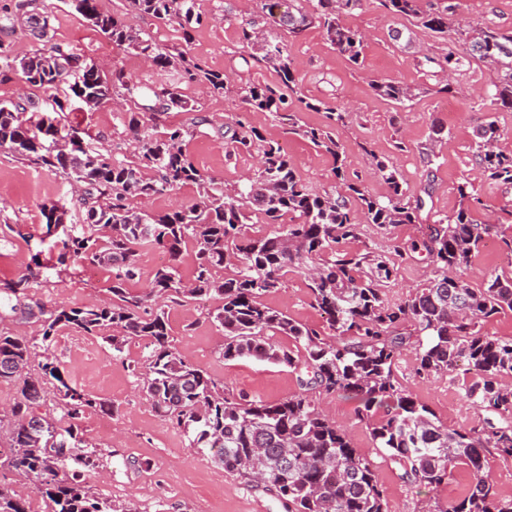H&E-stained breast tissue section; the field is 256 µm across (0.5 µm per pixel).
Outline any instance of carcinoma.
<instances>
[{
	"label": "carcinoma",
	"mask_w": 512,
	"mask_h": 512,
	"mask_svg": "<svg viewBox=\"0 0 512 512\" xmlns=\"http://www.w3.org/2000/svg\"><path fill=\"white\" fill-rule=\"evenodd\" d=\"M38 0H14L0 6V32L18 21L48 34L50 15ZM129 11L160 23H175L184 41L204 22L196 0H127ZM363 0H288L287 11L275 23L280 32L243 29L242 39L256 53L249 60L273 67L278 84L248 86L241 99L248 112H267L334 158L335 176L344 192L314 194L301 182L282 147L266 140L261 131L237 124L242 134L234 142L258 147L261 165L254 177L237 190L204 175L185 150V130L171 126L157 130L158 115L171 110L195 112L188 87L224 93L226 77L203 68L185 50H163L148 34L130 26L119 15H104L96 0H78L70 8L114 43L127 44L155 65L171 68L177 82L165 86L142 84L121 69L103 72L72 46L52 43L22 57L11 56L0 42V66L21 73L30 90L50 93L54 112H72L74 104L99 108L114 97L134 105L128 131L137 144L134 158L117 160L85 142L75 128L53 124L39 115L45 101L30 93L0 103V148L36 165L55 170L82 186L81 233L71 235L65 248L74 261H88L111 270L112 298L79 307L47 310L41 305L18 309L25 319L42 323L41 343L24 336L0 334V382L16 386L11 407L8 464L35 482L50 512H117L111 502L95 496L74 474L66 476L67 462L87 466L101 450L83 439L78 420L88 411L115 413L112 404L85 393L60 365L29 366L37 348L48 350L60 327L88 334H105L116 355L126 344L146 341V372L142 392L154 410L188 434L190 447L209 450L224 469L248 482L275 491L289 512H386L383 490L373 465L352 447L348 435L316 406L318 391L342 392L361 404L376 447L401 470L410 485L438 488L451 469H469L475 482L464 498L433 512H512V497H499L484 477L488 456L512 460V338L480 332L482 321L512 311V271L495 274L481 288H473L462 274L448 270L466 266L484 241L494 235L512 257V233L497 224H481L472 217V203L480 202L468 182L457 187L459 208L427 225L423 238L409 247L396 245L387 254L370 247L344 252L338 245L357 237V214L370 224H418L424 200L408 195L394 166L375 158L372 170L388 185V193L372 197L356 183L345 181L346 158L331 127L300 124L292 110L298 78L282 33L296 36L312 25L320 27L339 53L359 65L364 38L342 16L362 6ZM393 15L407 16L448 41L455 32L467 43L465 52L448 49V67L458 69L473 61L497 70L491 97L499 109L512 112V31L485 25L472 31L452 29L448 6L424 7L422 0H380ZM373 91L396 103L414 97L413 90L389 81L371 84ZM298 101L323 111L331 123L344 120L339 108L322 101ZM498 126L489 120L474 134V154L487 178L512 185V155L496 150ZM151 171L154 177H145ZM194 184L198 198L191 205L165 213L137 211L127 200L147 198ZM45 224H63L67 211L55 201L41 204ZM294 222L280 234L247 237L243 228L260 219ZM192 247V279L182 281L179 265L183 249ZM144 248H159L169 263L158 268L148 292H129L127 283L139 271ZM424 251L434 265L433 275L400 304L386 302L382 283L391 279L396 262L410 252ZM230 269L231 274L217 276ZM290 268L307 273L313 306L331 334L299 323L262 302L281 288ZM214 296L220 305L212 314L224 331L222 357L226 361L253 359L286 366L297 373L302 392L286 400L229 397L224 387L185 359L172 345L168 317L161 299L193 300ZM411 327L408 333L400 326ZM285 336L291 347L272 342ZM414 350L420 375L456 373L466 366L460 388L464 397L488 413L483 425L469 431H450L425 405L402 389L394 374L401 351ZM63 401L67 425L38 413L48 387ZM384 415L376 417L378 410ZM0 512H29L27 501L0 485Z\"/></svg>",
	"instance_id": "1"
}]
</instances>
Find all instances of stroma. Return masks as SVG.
<instances>
[{"instance_id":"35a3bbf8","label":"stroma","mask_w":512,"mask_h":512,"mask_svg":"<svg viewBox=\"0 0 512 512\" xmlns=\"http://www.w3.org/2000/svg\"><path fill=\"white\" fill-rule=\"evenodd\" d=\"M453 8L454 18L478 28L492 23L512 30V0H444ZM52 12L54 40L71 44L78 53L104 69H128L141 83L172 84L174 71L140 60L126 45L107 39L101 32L71 13L63 0H42ZM197 7L209 18L183 42L177 25H161L152 17L134 15L130 22L137 30L152 36L160 47L186 46L189 54L205 68L231 75L223 94L210 95L194 90L201 114L211 125L186 141V149L196 166L223 182L226 190L240 186L260 163L256 149L234 147L235 119L243 112L241 90L248 85L273 84L275 71L267 64L245 65L242 30L250 22L261 29L275 28L262 10V0H197ZM347 26L364 36L362 65H353L326 41L322 30L313 26L285 42L305 98L318 99L342 108L343 124L336 127V138L346 156V178L359 179L366 194L381 197L387 185L369 168L370 156L389 161L403 179L410 195L430 190L431 196L418 224H398L389 229L361 223L356 239L342 243V250L355 252L364 247L388 251L393 244H410L420 239L424 225L452 214L458 207V183L469 182L482 203L472 215L477 222L512 226V186L491 182L472 152L474 131L485 121L496 120L497 146L512 154V112H504L489 95L496 72L492 66L477 63L446 75L445 49L429 30L410 19L387 13L379 0H364L360 9L345 16ZM402 31L400 41L391 31ZM452 79L454 93L441 92L445 79ZM392 81L417 89L413 101L399 106L375 95L370 85ZM459 116L449 120V107ZM197 113V114H200ZM172 111L160 116L159 126L191 127L197 116ZM267 140L279 143L297 169L303 184L313 192L341 190L334 174L331 155L318 150L301 136L288 132L273 117L249 114ZM125 107L105 106L91 112L64 115L65 122L78 126L90 136L92 147L124 160L131 158L135 143L126 130ZM442 124L445 138L432 144V123ZM434 158H427V151ZM77 191L62 174L19 159L0 148V288L20 272L34 268L37 283L20 298L46 309L85 305L108 298L110 273L107 268L73 263L60 268L62 241L73 234L79 222L74 202ZM53 200L68 210L64 224L48 228L41 203ZM431 266L425 253L400 264L385 285L390 304L402 302L422 287ZM265 303L292 319L316 329L325 322L312 305L304 274L291 270L282 287L266 294ZM218 302L199 298L187 302H166L169 333L174 346L191 363L223 384L226 393L246 395L267 401H281L300 390L296 373L289 369L251 359L224 361L220 352L224 333L212 319ZM146 351L142 341L126 345L121 357H114L111 345L99 335L75 334L60 328L48 355L61 362L74 382L86 393L112 402L116 409L108 427H101V413L85 415L80 429L86 440L101 446L105 455L93 472L83 475L92 491L119 508L133 512H288L272 492L254 487L239 474L228 472L213 459L191 448L186 434L160 417L138 388L133 371L143 368ZM398 381L420 403L430 408L451 430L467 431L480 426L486 413L467 401L451 376L416 373L413 351H404L396 361ZM319 404L325 414L342 427L354 448L375 467L382 487L386 512H429L434 503L466 495L473 483L464 467L452 469L437 490L413 487L401 472L385 461L377 448L359 403L351 396L323 393Z\"/></svg>"}]
</instances>
